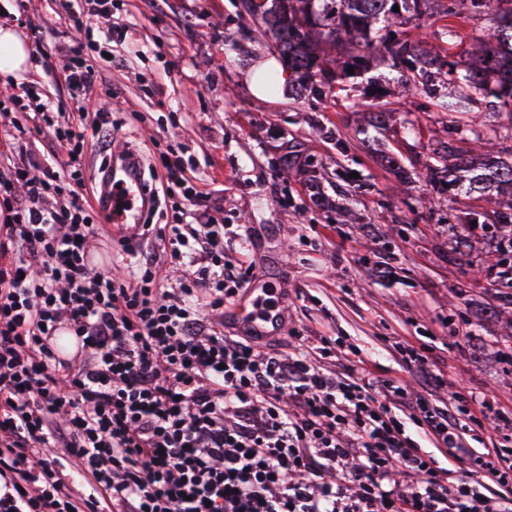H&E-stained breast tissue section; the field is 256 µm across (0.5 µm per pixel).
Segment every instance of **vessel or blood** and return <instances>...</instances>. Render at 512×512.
I'll return each mask as SVG.
<instances>
[{"instance_id":"b4317fda","label":"vessel or blood","mask_w":512,"mask_h":512,"mask_svg":"<svg viewBox=\"0 0 512 512\" xmlns=\"http://www.w3.org/2000/svg\"><path fill=\"white\" fill-rule=\"evenodd\" d=\"M102 187L105 220L113 230L131 235L144 229L153 206L142 158L133 150L116 151L94 172ZM288 274L284 263L269 266L262 284H249L227 315L240 322L251 336L262 338L278 324L279 289Z\"/></svg>"}]
</instances>
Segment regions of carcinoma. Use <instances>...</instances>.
Instances as JSON below:
<instances>
[{
  "instance_id": "obj_1",
  "label": "carcinoma",
  "mask_w": 512,
  "mask_h": 512,
  "mask_svg": "<svg viewBox=\"0 0 512 512\" xmlns=\"http://www.w3.org/2000/svg\"><path fill=\"white\" fill-rule=\"evenodd\" d=\"M438 0H244L248 14L261 34L274 47L293 75H298L296 97L326 98L333 84L325 77L332 66L338 77L348 69L362 74L372 60L388 59L406 73L409 85H418L430 66L445 71L456 89L455 102L443 103L441 110L455 108L452 123L460 134L472 136L475 148L461 154L452 141L438 140L430 153L433 163L427 167L429 183L437 191H450L466 185L470 193L488 201L497 199L495 207L473 210L468 221L493 227L499 232L497 252H484L471 240L460 237L450 242L451 259L464 251L471 257L470 266L478 275L495 273L498 285L505 289L503 298L512 307V262L506 253L512 248V0H453L454 8L445 15L472 14L487 9L493 40L482 47L485 65L480 70L458 72L459 62L448 49L435 54L425 40L402 39L398 29L409 20L426 22L435 14ZM399 11H393V7ZM494 98L502 107L507 122L492 129L487 137L473 128L476 120L457 108L470 102L472 95Z\"/></svg>"
}]
</instances>
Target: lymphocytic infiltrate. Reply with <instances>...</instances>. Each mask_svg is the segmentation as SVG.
<instances>
[{
	"mask_svg": "<svg viewBox=\"0 0 512 512\" xmlns=\"http://www.w3.org/2000/svg\"><path fill=\"white\" fill-rule=\"evenodd\" d=\"M113 0H69L73 36L37 37L61 54L73 112L61 119L39 81L0 96V126L51 136L63 166L29 158L0 175V512H512V449L472 456L461 421L485 429L489 400L451 392L420 349L404 362L428 389L377 379L339 353V370L224 333V304L251 269L225 258L224 219L199 209L205 182L164 156L178 200L124 275L86 263L98 230L83 169L112 146L109 113L86 121L99 72L85 58V17ZM167 265L189 267L178 283ZM69 328L77 360L59 356ZM471 464L461 477L424 453L411 428Z\"/></svg>",
	"mask_w": 512,
	"mask_h": 512,
	"instance_id": "lymphocytic-infiltrate-1",
	"label": "lymphocytic infiltrate"
}]
</instances>
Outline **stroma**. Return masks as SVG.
Listing matches in <instances>:
<instances>
[{
	"mask_svg": "<svg viewBox=\"0 0 512 512\" xmlns=\"http://www.w3.org/2000/svg\"><path fill=\"white\" fill-rule=\"evenodd\" d=\"M111 19L93 30L127 27L112 47L113 65L90 56L104 78L102 105L136 148L174 146L206 176L200 209L223 207L224 255L258 268L285 258L284 320L262 349L288 353L296 336L324 338L336 349L361 350L383 379L422 392L398 348L430 342V361L449 387L512 412V365L499 351L512 345L503 322L488 318L500 291L489 278L468 274L466 257L448 260V240L468 234L466 214L478 200L464 191L435 193L425 179L429 144L446 139L448 118L438 97L453 94L439 78L436 94L403 86L387 62L362 78L336 85L330 98L261 100L250 90L253 64L273 58L239 0H113ZM31 39L36 26L70 40L62 0H0V26ZM25 80L40 81L64 111L72 104L63 58L33 55ZM392 113V131L371 125ZM295 150L304 164L288 173L275 157ZM396 152L412 170L402 180L382 157ZM321 176L322 202L308 190L309 166ZM358 173L350 187L337 168ZM251 229L248 243L238 225Z\"/></svg>",
	"mask_w": 512,
	"mask_h": 512,
	"instance_id": "1",
	"label": "stroma"
}]
</instances>
